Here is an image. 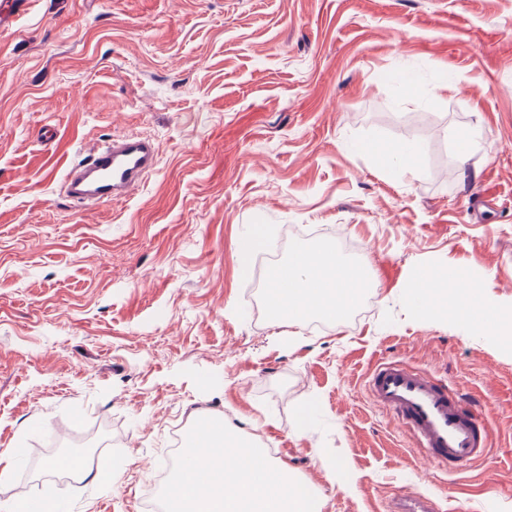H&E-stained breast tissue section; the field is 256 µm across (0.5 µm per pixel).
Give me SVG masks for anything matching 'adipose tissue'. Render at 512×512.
Wrapping results in <instances>:
<instances>
[{
  "label": "adipose tissue",
  "instance_id": "obj_1",
  "mask_svg": "<svg viewBox=\"0 0 512 512\" xmlns=\"http://www.w3.org/2000/svg\"><path fill=\"white\" fill-rule=\"evenodd\" d=\"M353 149L399 175L415 173L422 155L414 141L366 140ZM364 286V273L340 260L335 250L301 248L271 270L265 298L272 312L295 323L319 316L338 324ZM452 298L458 302L460 328L501 332L503 308L460 270L415 273L408 294L414 309L432 310ZM196 438L200 448L193 451L192 464L179 467L165 494V512H322L323 499L310 483L290 477L285 466L229 436L223 426L205 421Z\"/></svg>",
  "mask_w": 512,
  "mask_h": 512
}]
</instances>
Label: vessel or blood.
Wrapping results in <instances>:
<instances>
[{"label": "vessel or blood", "instance_id": "vessel-or-blood-1", "mask_svg": "<svg viewBox=\"0 0 512 512\" xmlns=\"http://www.w3.org/2000/svg\"><path fill=\"white\" fill-rule=\"evenodd\" d=\"M157 164L151 139L115 137L92 146L79 164L69 168L63 189L69 199L83 205L119 201L136 191ZM367 392L438 469H462L487 455L490 432L475 403L430 372L402 360H381L368 375ZM435 509L433 500L422 494L397 498L392 506V512Z\"/></svg>", "mask_w": 512, "mask_h": 512}]
</instances>
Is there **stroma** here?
<instances>
[{"instance_id": "1", "label": "stroma", "mask_w": 512, "mask_h": 512, "mask_svg": "<svg viewBox=\"0 0 512 512\" xmlns=\"http://www.w3.org/2000/svg\"><path fill=\"white\" fill-rule=\"evenodd\" d=\"M475 127L459 163L455 133ZM121 134L157 142L156 171L123 202L67 199L65 171ZM369 139L419 142L418 172L383 174L351 149ZM253 224L279 264L351 244L371 274L355 314H272L237 272ZM422 267L512 308V0H29L0 27V455L16 456L0 501L141 512L171 430L192 438L205 411L314 485L323 512L413 493L512 512V330L411 310ZM383 357L478 398L488 457L422 459L364 391ZM94 430L110 487L47 469L62 437Z\"/></svg>"}]
</instances>
